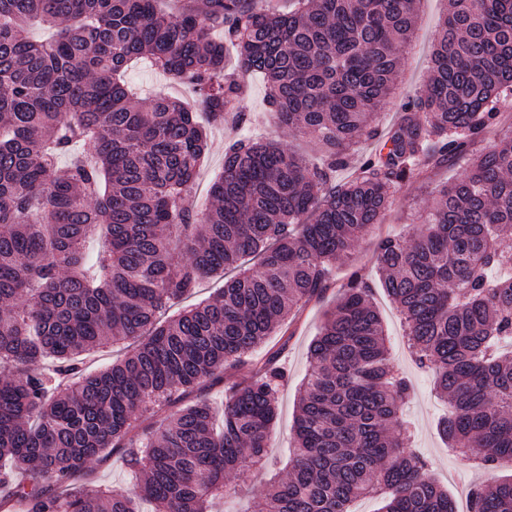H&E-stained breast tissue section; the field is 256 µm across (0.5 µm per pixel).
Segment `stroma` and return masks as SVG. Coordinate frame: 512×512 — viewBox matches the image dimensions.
I'll list each match as a JSON object with an SVG mask.
<instances>
[{
	"label": "stroma",
	"mask_w": 512,
	"mask_h": 512,
	"mask_svg": "<svg viewBox=\"0 0 512 512\" xmlns=\"http://www.w3.org/2000/svg\"><path fill=\"white\" fill-rule=\"evenodd\" d=\"M418 31L413 49L402 61V79L399 81L380 115L381 127L393 124L400 112V104L409 95L424 87L428 79V56L437 26L447 12L448 0H417ZM133 91L151 96L167 93L181 99L191 111L199 106L191 89L167 82L157 71L146 65L128 73ZM267 87L261 78L247 77L243 108L249 120L240 127L226 124L208 128V151L196 180V192L206 195L210 183L224 170V143L236 135H247L280 143L300 154L311 156L315 146L308 138L296 135L287 126L278 123L266 104ZM451 170L432 173L430 179L410 181L397 189L384 218L370 227L355 245L348 266L336 272L337 282H344L351 271L357 270L369 280L377 274L372 256L379 240L388 234L408 237L421 227L419 211L431 198L433 188L448 180ZM375 303L383 319L390 341V362L411 383L413 392L405 405V413L414 428L417 452L430 464L434 479L456 503H465L471 485L478 482L493 483L512 476V464L498 462L494 468L484 469L453 453L441 440L436 430L438 418L446 407L433 389L431 371L419 368L405 343L400 316L383 290H376ZM336 300L335 291H328L324 300L309 303L298 319L291 323L285 340H274L280 349V359L288 373V381L279 390L278 415L273 426L271 443L267 450L268 463L253 471L249 482L241 484L236 497L224 499L230 512H261V487L272 475L283 473L293 448L294 417L301 385L307 372V350L315 337L324 312ZM92 484L115 490L129 491L133 480L122 450L111 451L106 457L93 462L88 468Z\"/></svg>",
	"instance_id": "1"
}]
</instances>
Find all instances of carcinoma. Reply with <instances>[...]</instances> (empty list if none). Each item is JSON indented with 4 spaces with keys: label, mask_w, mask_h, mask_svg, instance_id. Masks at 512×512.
Returning a JSON list of instances; mask_svg holds the SVG:
<instances>
[{
    "label": "carcinoma",
    "mask_w": 512,
    "mask_h": 512,
    "mask_svg": "<svg viewBox=\"0 0 512 512\" xmlns=\"http://www.w3.org/2000/svg\"><path fill=\"white\" fill-rule=\"evenodd\" d=\"M182 2L0 0V507L135 512L130 494L87 482L90 461L122 448L154 512H212L226 478L269 447L287 375L256 349L323 294L396 188L466 157L512 108V0H448L428 83L385 132L416 0ZM33 24L50 36L31 40ZM139 60L190 87L220 126L247 122L244 77L262 76L271 111L318 143L320 163L238 138L198 215L187 196L207 133L181 101L128 92ZM364 139L374 147L337 180ZM375 263L448 404V447L478 466L512 459V274L499 275L512 270V132L436 191L418 235L383 237ZM230 271L216 296L157 321ZM118 343L124 359L82 374V355ZM307 359L293 459L263 488L265 512H348L368 495L381 512H456L412 451L410 386L362 276L342 285ZM245 365L220 429L204 400L161 415ZM144 413L155 427L129 437ZM470 497L473 512H512V478Z\"/></svg>",
    "instance_id": "1"
}]
</instances>
